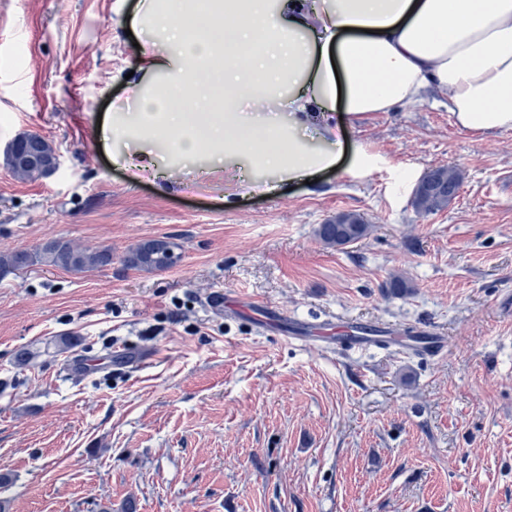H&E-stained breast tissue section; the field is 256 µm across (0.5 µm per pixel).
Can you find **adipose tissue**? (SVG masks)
<instances>
[{
  "instance_id": "ef3b65f1",
  "label": "adipose tissue",
  "mask_w": 512,
  "mask_h": 512,
  "mask_svg": "<svg viewBox=\"0 0 512 512\" xmlns=\"http://www.w3.org/2000/svg\"><path fill=\"white\" fill-rule=\"evenodd\" d=\"M130 23L152 36L142 71L167 81L129 119L186 159L206 137L235 165L309 178L337 165L346 118L434 96L461 129H512V0H148ZM247 103L287 111V132L247 123Z\"/></svg>"
}]
</instances>
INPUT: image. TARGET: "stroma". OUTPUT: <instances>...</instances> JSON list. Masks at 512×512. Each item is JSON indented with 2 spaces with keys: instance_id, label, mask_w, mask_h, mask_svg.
I'll return each instance as SVG.
<instances>
[{
  "instance_id": "obj_1",
  "label": "stroma",
  "mask_w": 512,
  "mask_h": 512,
  "mask_svg": "<svg viewBox=\"0 0 512 512\" xmlns=\"http://www.w3.org/2000/svg\"><path fill=\"white\" fill-rule=\"evenodd\" d=\"M141 3L0 0V144L31 132L63 161L38 179L0 165V254L51 239L112 250L84 273L0 278L7 512H512V129L399 105L344 131L387 168L244 194L212 144L190 163L113 122L157 81L127 33ZM144 150L170 179L131 180L123 157ZM437 167L461 188L417 214ZM347 211L370 234L325 246L317 228ZM163 237L177 265L123 264ZM396 275L409 292L389 290ZM227 293L331 336L429 330L447 351L328 353L224 312ZM461 183L462 175L457 169L439 167L429 170L415 190L413 205L416 212L430 214L445 208L453 198L448 189L458 191Z\"/></svg>"
}]
</instances>
